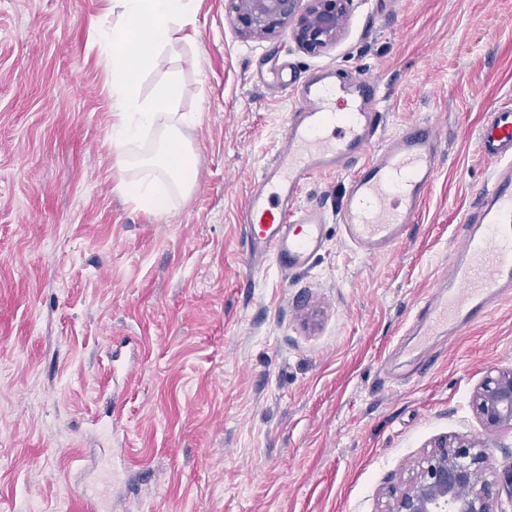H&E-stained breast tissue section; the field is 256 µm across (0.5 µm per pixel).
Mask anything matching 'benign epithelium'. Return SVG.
Masks as SVG:
<instances>
[{"mask_svg": "<svg viewBox=\"0 0 512 512\" xmlns=\"http://www.w3.org/2000/svg\"><path fill=\"white\" fill-rule=\"evenodd\" d=\"M355 0H225L236 33L265 41L289 32L311 55L336 44ZM473 406L489 429L512 428V371L488 374ZM512 509V466H486L477 440L444 437L416 461L407 480L389 491L382 512H508Z\"/></svg>", "mask_w": 512, "mask_h": 512, "instance_id": "benign-epithelium-1", "label": "benign epithelium"}]
</instances>
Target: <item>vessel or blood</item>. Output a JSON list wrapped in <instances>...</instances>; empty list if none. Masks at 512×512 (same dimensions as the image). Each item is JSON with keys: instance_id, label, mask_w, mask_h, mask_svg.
<instances>
[{"instance_id": "1", "label": "vessel or blood", "mask_w": 512, "mask_h": 512, "mask_svg": "<svg viewBox=\"0 0 512 512\" xmlns=\"http://www.w3.org/2000/svg\"><path fill=\"white\" fill-rule=\"evenodd\" d=\"M376 93L362 74L323 72L302 85L284 146L257 176L240 214L253 263L308 265L323 245L325 216L299 206V195L315 173L346 163L355 166L341 211L349 240L370 256L404 240L436 175L441 139L434 124L417 123L389 140L377 158L363 159L379 128ZM477 141L494 165L493 183L480 209L465 219L447 276L424 302L423 336L460 330L512 297V108L493 109Z\"/></svg>"}]
</instances>
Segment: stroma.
<instances>
[{"label":"stroma","mask_w":512,"mask_h":512,"mask_svg":"<svg viewBox=\"0 0 512 512\" xmlns=\"http://www.w3.org/2000/svg\"><path fill=\"white\" fill-rule=\"evenodd\" d=\"M107 0H0V512H380L443 437L512 466V429L471 400L512 370V299L456 336L412 327L490 184L477 145L512 107V0H366L325 53L241 39L199 0L181 71L201 113L193 193L154 216L115 190L112 97L96 38ZM379 86V141L428 120L437 175L394 251L368 256L339 218L351 171L313 176L323 210L306 268L252 266L240 213L321 70Z\"/></svg>","instance_id":"35a3bbf8"}]
</instances>
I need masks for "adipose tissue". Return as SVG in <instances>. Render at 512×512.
<instances>
[{
	"label": "adipose tissue",
	"mask_w": 512,
	"mask_h": 512,
	"mask_svg": "<svg viewBox=\"0 0 512 512\" xmlns=\"http://www.w3.org/2000/svg\"><path fill=\"white\" fill-rule=\"evenodd\" d=\"M111 2L112 22L99 33V63L112 90L111 146L128 172L117 190L145 212L162 215L195 187L189 135L200 117L181 109L188 88L178 72H168L146 96L140 77L194 28L198 0Z\"/></svg>",
	"instance_id": "ef3b65f1"
}]
</instances>
